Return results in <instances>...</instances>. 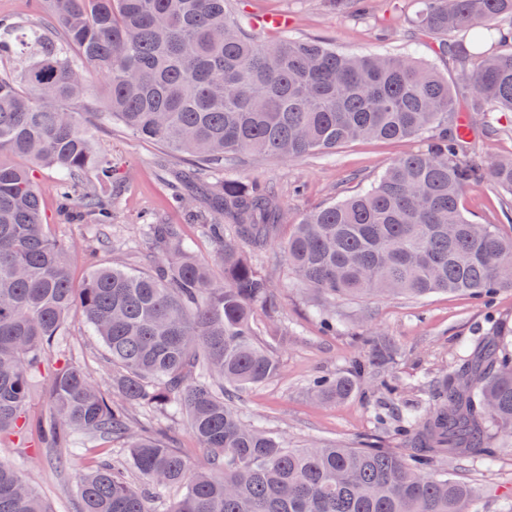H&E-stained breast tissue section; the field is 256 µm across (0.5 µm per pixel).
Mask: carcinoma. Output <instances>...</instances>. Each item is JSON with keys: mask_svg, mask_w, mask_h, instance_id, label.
<instances>
[{"mask_svg": "<svg viewBox=\"0 0 512 512\" xmlns=\"http://www.w3.org/2000/svg\"><path fill=\"white\" fill-rule=\"evenodd\" d=\"M417 42L459 64L458 96L430 63L410 55L342 52L316 38L258 39L229 0H33L35 21L0 17V438L34 427L57 468L75 459L73 438L125 459L79 476L80 512H478L485 491L431 472L440 459L491 456L512 442V329L465 346L431 384L427 403L399 402L389 375L401 357L388 336L341 375L310 381L326 401L373 381L391 396L389 432L406 452L284 438L246 422L238 399L279 370L257 341V308L276 313L274 284L237 241L262 250L285 222L279 195L257 178L224 174L250 155L285 160L356 140L433 132L426 149L394 160L364 191L316 207L279 244L281 262L317 295L321 321L336 328V298L437 292L476 299L512 288L509 231L460 209L463 191L490 181L512 194V157L470 152V136L499 133L491 113L512 112V0H420ZM464 29L473 42L454 39ZM103 79L95 103L93 78ZM97 110L157 142L209 182L217 208L197 210L179 189L173 203L218 246L224 278L212 279L178 224L150 218L146 272L110 265L73 287L70 248L47 231L35 171L52 168L60 212L112 221L120 183L77 109ZM479 123L462 130L459 114ZM78 311L118 370L106 392L77 365L56 370L48 412L33 421L34 378L66 338ZM180 414L208 452L193 470L133 410ZM0 512H49L35 487L0 461Z\"/></svg>", "mask_w": 512, "mask_h": 512, "instance_id": "carcinoma-1", "label": "carcinoma"}]
</instances>
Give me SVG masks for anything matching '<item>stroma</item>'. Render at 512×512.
<instances>
[{
    "instance_id": "obj_1",
    "label": "stroma",
    "mask_w": 512,
    "mask_h": 512,
    "mask_svg": "<svg viewBox=\"0 0 512 512\" xmlns=\"http://www.w3.org/2000/svg\"><path fill=\"white\" fill-rule=\"evenodd\" d=\"M233 11L248 20L264 15L285 18L283 28H261L262 39L281 34L321 37L342 51L404 54L418 52L441 73L455 77L457 64L435 55L426 45H416L411 23L419 0H370L371 15L357 20L331 11L324 0H233ZM95 134L100 150L111 155L124 179L115 204L111 224H85L63 217L52 188L54 172H37L42 191L43 212L54 237L71 244V277L74 287H82L97 266L110 264L138 267L136 250L143 238L145 218L180 225L195 257L207 264L215 278H222L217 247L200 229L189 223L171 202L173 188L190 195L195 206L210 210L209 186L188 180L189 165L173 158L161 146L134 136L118 123H103L93 113L83 115ZM427 136L379 141L358 140L329 153H311L288 161L275 157H250L245 173L278 188L289 221L280 225L276 240L256 253L257 266L271 278L279 306L277 320L257 312L258 341L277 357L280 370L260 387L249 391L240 402L242 414L281 434L290 447L302 448L310 442L353 443L375 441L381 447L401 450L402 444L387 433L379 419L380 397L354 396L338 403L316 400L308 392L315 376L344 371L360 348L361 336L380 330L402 348L403 356L394 375L403 396L425 403L426 385L435 374L449 369L459 345L477 339L499 325L512 327V290L499 291L490 302L464 294L435 293L423 299L394 296L355 302L337 300L336 314L344 326L336 334L323 332L312 303L301 289L292 287L276 256L278 245L287 240L290 223L312 207L347 198L373 183L395 159L425 147ZM512 196L484 183L467 188L461 207L483 224L503 223L502 209ZM102 343L93 336L80 315H73L70 333L52 354L58 362L81 366L102 389L112 387V374L100 362ZM0 459L16 467L38 488L51 512H78L76 484L80 474L94 465L93 451H85L71 469L56 472L38 446L36 431L12 438L0 446ZM448 473L488 494L478 512H512V448L498 449L493 463L473 458L464 463H444Z\"/></svg>"
}]
</instances>
